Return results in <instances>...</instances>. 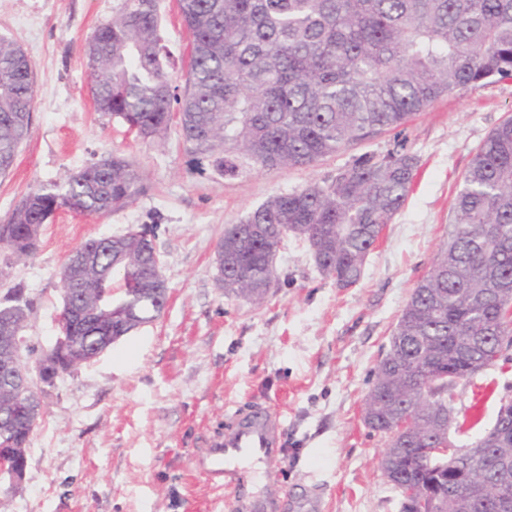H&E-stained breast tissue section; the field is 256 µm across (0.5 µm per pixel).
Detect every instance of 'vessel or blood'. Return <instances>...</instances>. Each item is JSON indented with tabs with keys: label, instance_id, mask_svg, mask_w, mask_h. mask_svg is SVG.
I'll use <instances>...</instances> for the list:
<instances>
[{
	"label": "vessel or blood",
	"instance_id": "vessel-or-blood-1",
	"mask_svg": "<svg viewBox=\"0 0 512 512\" xmlns=\"http://www.w3.org/2000/svg\"><path fill=\"white\" fill-rule=\"evenodd\" d=\"M281 428L279 415L260 408L237 416L234 427L213 441L206 457L200 460L207 480L223 489L228 512H275L272 499L245 495L243 486L246 467L261 466L269 477L282 463Z\"/></svg>",
	"mask_w": 512,
	"mask_h": 512
}]
</instances>
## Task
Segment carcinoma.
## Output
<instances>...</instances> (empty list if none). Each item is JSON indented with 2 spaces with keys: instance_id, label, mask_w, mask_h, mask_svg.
Here are the masks:
<instances>
[{
  "instance_id": "carcinoma-1",
  "label": "carcinoma",
  "mask_w": 512,
  "mask_h": 512,
  "mask_svg": "<svg viewBox=\"0 0 512 512\" xmlns=\"http://www.w3.org/2000/svg\"><path fill=\"white\" fill-rule=\"evenodd\" d=\"M191 35L183 91L168 75L171 53L159 32L156 0H116L112 18L87 40L96 110L121 119L144 141L165 137L179 113L188 150L224 176L239 159L264 170L309 166L375 132L404 126L434 101L468 87L512 79V0H177ZM34 71L14 40L0 36V176L10 172L31 134ZM409 153L353 160L329 182L275 195L224 230L216 254L236 265L225 294L266 296L278 279L276 259L290 237L308 242L319 272L342 288L354 285L370 251L405 203L417 175ZM140 170L110 155L51 187L29 192L0 223V250L22 260L37 250L43 224L57 211L102 215L136 200ZM98 253L79 279L60 278L71 306L94 311L104 290L100 269L113 267L123 295L157 277L161 262L152 231L90 238L73 250ZM138 302L146 323L167 305V283ZM108 325L95 316L65 320L63 372L89 362ZM512 346V118L475 152L456 196L452 231L430 271L412 290L377 363L364 423L387 437L392 487L422 496L400 512H503L498 486L512 491V436L479 455L450 440L451 389L493 364ZM54 381L28 391V406L5 414L15 382L0 378V446L21 448L33 429L26 408L41 407ZM413 435L395 429L394 412ZM444 445L448 456L422 461L417 450Z\"/></svg>"
}]
</instances>
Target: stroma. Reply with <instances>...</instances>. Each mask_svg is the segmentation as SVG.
Masks as SVG:
<instances>
[{
    "instance_id": "obj_1",
    "label": "stroma",
    "mask_w": 512,
    "mask_h": 512,
    "mask_svg": "<svg viewBox=\"0 0 512 512\" xmlns=\"http://www.w3.org/2000/svg\"><path fill=\"white\" fill-rule=\"evenodd\" d=\"M114 4L0 0V34L24 49L35 72L32 133L0 178V222L32 188L111 154L139 165L145 187L105 215L58 211L31 259L0 250V297L24 287L32 303L24 333L48 350L59 335V271L73 249L152 224L169 301L158 320L57 378L42 398L21 488L0 481V512H224L223 493L194 462L224 434L232 405L280 413L278 482L293 497L316 486L322 512H400L380 468L386 440L363 421L365 399L402 308L448 240L475 149L512 117V81L442 97L405 127L312 165L247 166L224 178L187 151L178 126L149 142L96 111L84 46ZM157 12L173 54L171 81L184 86L189 33L176 0H157ZM390 152L416 155L418 175L356 284L341 288L322 276L307 244L291 239L262 304L225 295L215 269L225 227L274 195L330 181L360 155ZM452 394L450 434L467 448L512 399V349Z\"/></svg>"
}]
</instances>
